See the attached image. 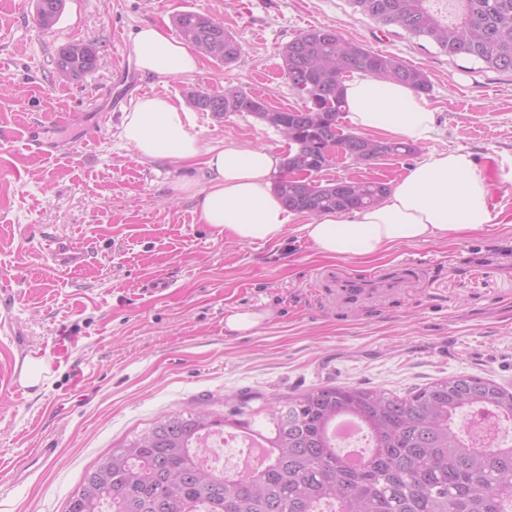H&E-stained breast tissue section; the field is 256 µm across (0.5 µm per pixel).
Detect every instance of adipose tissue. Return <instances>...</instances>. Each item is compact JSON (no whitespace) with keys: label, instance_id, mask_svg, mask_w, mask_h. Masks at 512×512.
I'll use <instances>...</instances> for the list:
<instances>
[{"label":"adipose tissue","instance_id":"ef3b65f1","mask_svg":"<svg viewBox=\"0 0 512 512\" xmlns=\"http://www.w3.org/2000/svg\"><path fill=\"white\" fill-rule=\"evenodd\" d=\"M146 75L187 76L198 55L162 27L136 31L129 48ZM346 118L357 129L423 144L436 114L408 85L371 76L345 83ZM122 139L149 160L179 159L193 169L175 190L196 198L201 223L244 244L279 241L292 213L271 188L281 157L267 146L203 144L196 117L162 96L138 98L123 115ZM482 169L471 153L451 149L418 161L394 182L380 205L323 214L297 233L327 259L372 260L399 244H419L502 224Z\"/></svg>","mask_w":512,"mask_h":512}]
</instances>
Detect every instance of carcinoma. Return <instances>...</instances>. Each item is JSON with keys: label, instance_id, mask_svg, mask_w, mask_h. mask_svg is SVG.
<instances>
[{"label": "carcinoma", "instance_id": "1", "mask_svg": "<svg viewBox=\"0 0 512 512\" xmlns=\"http://www.w3.org/2000/svg\"><path fill=\"white\" fill-rule=\"evenodd\" d=\"M353 11L382 26L402 29L451 57L512 73V0H349ZM64 0H36L38 28L58 22ZM181 39L205 57L230 65L241 46L224 25L196 12L173 17ZM283 73L304 102L273 109L238 88H189L199 112L221 118L246 113L288 141L283 172L274 182L288 209L319 216L369 207L388 183L365 178L323 181L318 174L336 156L369 165L388 155H410L414 144L382 141L342 128L344 81L359 72L405 83L429 95L424 72L371 50L330 28L309 29L282 50ZM93 45L59 48L55 70L78 80L98 66ZM251 396L224 416L206 409L173 413L128 440L86 473L65 512H512V444L478 446L465 437L461 418L475 406L512 423V390L490 377L456 375L398 396L373 388L334 385L310 389L267 406L264 434L269 462L249 478L218 475L198 461L202 436L220 428L251 430ZM364 422L373 456L361 467L338 456L328 434L336 418Z\"/></svg>", "mask_w": 512, "mask_h": 512}]
</instances>
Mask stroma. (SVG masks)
Masks as SVG:
<instances>
[{
    "mask_svg": "<svg viewBox=\"0 0 512 512\" xmlns=\"http://www.w3.org/2000/svg\"><path fill=\"white\" fill-rule=\"evenodd\" d=\"M183 10L211 15L242 46L225 66L201 61L183 77L140 75L149 94L185 102L187 88H239L274 108H297L281 50L300 33L327 27L421 69L438 132L409 156L359 166L337 160L322 179L398 180L419 158L448 149L473 154L495 204L512 213V74L448 56L403 30L354 13L348 0H65L52 30L32 20L34 0H0V129L57 119L54 138L74 143L66 158L0 147V349L66 341L68 353L35 395L7 385L0 358V512H64L88 469L172 413L203 407L224 414L226 396L250 393L252 408L326 385H360L399 395L457 374L512 388V226L397 245L371 261L329 260L295 232L241 244L199 221L196 201L174 191L188 168L149 161L121 136L129 93L102 138L85 142L77 113L114 94L112 61L143 24L178 32ZM90 43L96 71L58 83L54 58L72 40ZM212 146H255L286 154L274 128L248 114L202 112ZM83 248L80 268L57 266L45 240ZM402 262L422 264L403 291L344 304L323 275L339 267L364 276ZM168 281L166 291L148 290ZM272 309L250 336L228 333L227 309ZM54 459L15 481L34 448Z\"/></svg>",
    "mask_w": 512,
    "mask_h": 512,
    "instance_id": "1",
    "label": "stroma"
}]
</instances>
